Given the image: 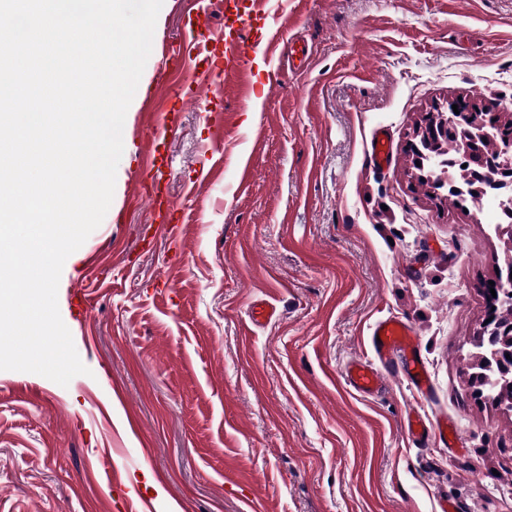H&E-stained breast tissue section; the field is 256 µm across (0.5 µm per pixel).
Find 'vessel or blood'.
I'll return each instance as SVG.
<instances>
[{
  "label": "vessel or blood",
  "instance_id": "1",
  "mask_svg": "<svg viewBox=\"0 0 512 512\" xmlns=\"http://www.w3.org/2000/svg\"><path fill=\"white\" fill-rule=\"evenodd\" d=\"M252 47V42L243 32L226 42L223 60L214 67L204 69L190 81L188 89L196 100L206 102L221 92L222 77L235 73L241 57ZM392 155L393 143L389 130L383 126L377 127L366 154L369 168L387 170ZM148 181L152 186L151 203L157 208V222L150 237L154 240L164 238L171 244H178L183 233L178 210L166 196L157 175H150ZM370 347L369 357L349 360L339 370L350 391L364 398L377 396L385 388L387 374L394 372L401 375L421 396L430 395L431 381L419 353L418 332L408 319L394 315L378 319L370 331ZM404 428L413 444L419 447L432 442L450 443L454 434L448 423L432 424L415 416L406 419Z\"/></svg>",
  "mask_w": 512,
  "mask_h": 512
}]
</instances>
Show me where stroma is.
<instances>
[{"mask_svg":"<svg viewBox=\"0 0 512 512\" xmlns=\"http://www.w3.org/2000/svg\"><path fill=\"white\" fill-rule=\"evenodd\" d=\"M164 0L123 127L111 206L65 261L58 306L87 367L68 386L0 371V512H512V412L482 395L485 286L512 244L475 205L418 185L414 127L458 97L512 120V0ZM248 12L250 52L221 109L155 124L188 40ZM252 97H242L243 87ZM224 138L206 145V126ZM390 169L365 157L376 126ZM157 156L184 240L146 247L142 159ZM252 178L245 190L240 167ZM275 317L256 326L250 304ZM407 317L432 380L350 394L379 318ZM451 419L461 451L418 448L409 411Z\"/></svg>","mask_w":512,"mask_h":512,"instance_id":"35a3bbf8","label":"stroma"}]
</instances>
